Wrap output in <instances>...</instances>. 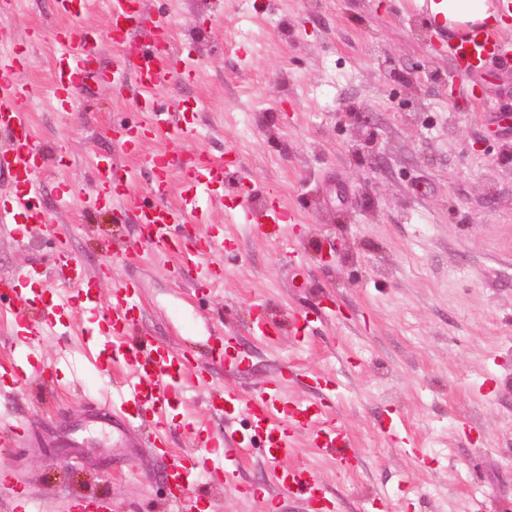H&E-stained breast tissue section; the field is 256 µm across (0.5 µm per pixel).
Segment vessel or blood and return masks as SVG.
<instances>
[{
	"instance_id": "obj_1",
	"label": "vessel or blood",
	"mask_w": 512,
	"mask_h": 512,
	"mask_svg": "<svg viewBox=\"0 0 512 512\" xmlns=\"http://www.w3.org/2000/svg\"><path fill=\"white\" fill-rule=\"evenodd\" d=\"M99 4L107 18L102 30L83 23L88 0H54L56 13L66 19L67 25L55 32L52 83L44 91L16 80L26 50L16 43L9 29L0 30V133L11 141L10 150L0 152V179L10 185L9 193L0 195V234L21 242L30 231L37 230L54 239L50 268L22 266L0 277V314H11L17 341L11 358L0 361V393L20 392L34 377L50 378L51 366L41 365L30 374L18 361L47 339L67 335L70 325L66 315L74 308H82L89 315L81 328L82 335L100 339L105 346L92 362L95 372L111 374L119 362L126 369L113 382L105 401L112 409V433L117 444L128 446L138 427L145 423L152 427L154 446L166 461L164 473L171 512H201L204 498L198 477L231 483L230 465L246 446L236 427L241 417L250 422L262 441L263 452L272 464V487L282 495L304 497L310 512H336L335 498L310 476L308 466H292L287 459L296 435L302 432L308 434L314 447L336 454L341 463H351L354 452L347 429L324 400L294 399L284 373L248 395L214 389L210 369L230 360L233 348L231 337L221 332H213L214 345L205 366L197 370L195 383L207 389L206 408L212 416L223 419L224 430L215 434L198 428L193 448L178 455L171 453L166 437L169 413L182 402L190 357L184 350L157 344L143 330L134 282H116L109 299L98 300L55 216L38 202L46 166L43 151L31 131L32 103L44 93L58 109L73 110L77 92L95 76L93 58L103 43H111L115 54L108 77L113 84L132 91L141 114L140 121L114 126L112 133L124 154L135 157L138 165L151 168L153 200H142L134 187V171L120 170L115 157L106 154L93 162L95 191L84 198V207L110 210L117 224L130 220L140 224L147 231L145 245L152 256L160 261L177 258L180 275L211 288L224 280L218 261L224 251L223 237L205 234L189 243L177 237L174 230L184 224L203 223L207 207L220 200L224 188L244 185L248 172L239 155L230 148L220 160L200 156L196 167L183 174L181 203L172 207L165 199L172 187L173 157L166 151L142 150L143 141L152 136L176 143L194 135L198 107L178 103L161 106L156 93L170 80H194L197 58L189 52L179 63L171 62L166 46L173 31V18L166 12L151 11L148 0H99ZM147 23L154 33L145 41L140 30ZM447 52L453 58L466 57L470 65L476 66L485 58L512 53V44L500 40L493 30L475 26L457 42L448 44ZM234 210L239 222L257 234L264 233L267 225L289 219L286 204L278 201L258 212L249 198L242 196ZM256 309L255 334L276 340L281 331L279 322L268 314L265 303H257Z\"/></svg>"
}]
</instances>
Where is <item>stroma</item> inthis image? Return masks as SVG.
I'll use <instances>...</instances> for the list:
<instances>
[{
	"instance_id": "35a3bbf8",
	"label": "stroma",
	"mask_w": 512,
	"mask_h": 512,
	"mask_svg": "<svg viewBox=\"0 0 512 512\" xmlns=\"http://www.w3.org/2000/svg\"><path fill=\"white\" fill-rule=\"evenodd\" d=\"M422 0H152L175 15L176 50L196 49L193 82L171 81L163 98L198 102V132L178 146L159 137L149 151L179 161L223 157L235 146L254 200H280L294 218L259 236L212 204L208 228L224 237V284L209 290L156 262L140 227L88 213L91 162L116 151L109 129L133 103L111 82L79 93L84 118L38 101L33 135L48 164L43 204L82 259L100 301L118 280L135 281L142 320L162 344L204 357L206 332L187 331L177 310L235 337L244 358L213 369L215 387L243 394L284 369L300 377L295 398L325 397L348 429L357 461L341 468L305 435L293 462L336 495L337 512H366L388 499L393 512H512V124L500 120L512 92V57L457 73L446 47L457 36L424 23ZM52 0H27L9 25L30 43L22 83L49 85ZM76 195L57 206L59 180ZM53 256L48 237L0 238V275ZM264 301L282 334L253 333ZM308 314L304 335L293 315ZM70 315L69 335L45 341L44 383L0 395V417L28 441L0 447V470L25 482L29 512H67L76 499L106 500L111 512H167L164 459L146 442L116 448L99 404L108 378L95 376ZM172 416L170 449L193 447L208 417L206 391L192 389ZM64 447L50 462L43 446ZM270 465L252 448L235 483L206 488L211 512H307L300 497L268 498Z\"/></svg>"
}]
</instances>
